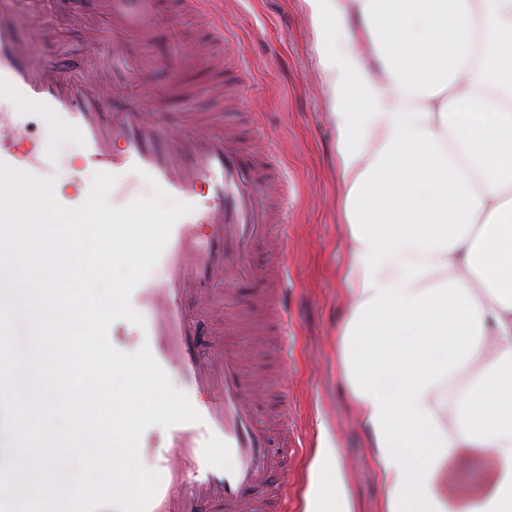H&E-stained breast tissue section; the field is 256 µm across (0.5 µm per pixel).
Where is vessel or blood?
I'll list each match as a JSON object with an SVG mask.
<instances>
[{"mask_svg": "<svg viewBox=\"0 0 512 512\" xmlns=\"http://www.w3.org/2000/svg\"><path fill=\"white\" fill-rule=\"evenodd\" d=\"M20 2L0 0V103L15 106L0 110V164L34 178L66 179L47 153L22 155L13 146L26 130L25 117L35 115L75 137L81 165L114 175V188L126 199L134 197L127 174L137 167L192 207L173 225L158 259L165 277L143 280L131 295L143 326L119 319L108 329L118 351L131 341L148 345L165 372L178 373L201 415L200 421L166 428L160 438L154 428L144 431L140 450L160 476L147 512H268L273 498L287 505L288 440L257 422L243 360L225 352L214 329L225 319L223 287L232 280L268 290L280 325L288 323L287 281L270 287L252 261L255 243L283 221L272 207L277 178L259 176L258 161L240 148L223 112L185 114L177 130L162 114L140 111L109 93L108 84L122 83V70L64 77L61 64L50 60L57 47L53 31L44 30L41 45H34L25 35L29 20ZM210 2L181 0L182 10L168 17V25L191 17L223 39ZM157 4L107 0L112 27L88 35V50L111 39L127 67L140 68L141 52L158 43Z\"/></svg>", "mask_w": 512, "mask_h": 512, "instance_id": "obj_1", "label": "vessel or blood"}]
</instances>
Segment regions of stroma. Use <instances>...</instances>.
I'll return each instance as SVG.
<instances>
[{"label":"stroma","mask_w":512,"mask_h":512,"mask_svg":"<svg viewBox=\"0 0 512 512\" xmlns=\"http://www.w3.org/2000/svg\"><path fill=\"white\" fill-rule=\"evenodd\" d=\"M224 39L240 66L221 81L244 92L242 111L227 113L247 149L264 154L278 171L288 200V352L270 350L251 359V379L261 385L273 374L288 383V436L296 451L288 466L292 502L304 512L308 467L321 433L337 441L356 512H382L384 490L367 437L353 406L336 355V334L347 311L339 272L344 260L343 189L336 167V131L314 51L315 35L303 0H220ZM30 27L59 33L58 61L72 74L114 57L111 45L88 54L83 33L57 16L51 0L32 6ZM179 72L143 60L122 90L151 112H211L219 79L191 73L190 91L169 92ZM39 147L62 169H78V183L94 172L79 168L72 136L31 119L19 151Z\"/></svg>","instance_id":"35a3bbf8"}]
</instances>
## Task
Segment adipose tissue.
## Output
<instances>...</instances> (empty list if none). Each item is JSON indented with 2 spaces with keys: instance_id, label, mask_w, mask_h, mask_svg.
I'll list each match as a JSON object with an SVG mask.
<instances>
[{
  "instance_id": "1",
  "label": "adipose tissue",
  "mask_w": 512,
  "mask_h": 512,
  "mask_svg": "<svg viewBox=\"0 0 512 512\" xmlns=\"http://www.w3.org/2000/svg\"><path fill=\"white\" fill-rule=\"evenodd\" d=\"M304 5L344 192L336 354L383 512H512V0ZM310 472L305 512H354L337 448Z\"/></svg>"
}]
</instances>
